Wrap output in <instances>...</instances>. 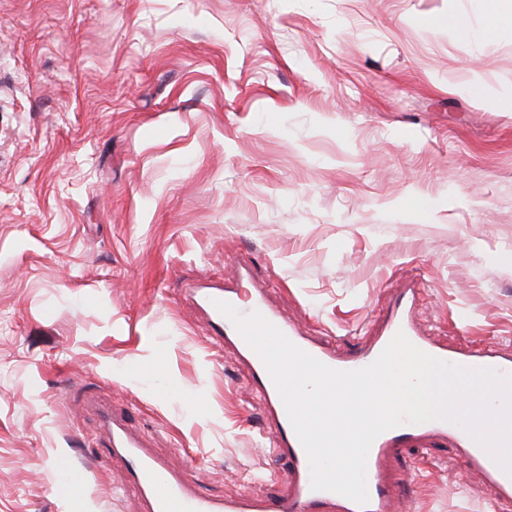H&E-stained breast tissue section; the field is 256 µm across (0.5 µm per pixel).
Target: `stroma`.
<instances>
[{"label":"stroma","instance_id":"stroma-1","mask_svg":"<svg viewBox=\"0 0 512 512\" xmlns=\"http://www.w3.org/2000/svg\"><path fill=\"white\" fill-rule=\"evenodd\" d=\"M506 8L0 0V512H142L101 404L200 493H274L276 432L187 297L242 266L347 353L418 280L436 341L512 347ZM388 473L398 512L489 508L452 441Z\"/></svg>","mask_w":512,"mask_h":512}]
</instances>
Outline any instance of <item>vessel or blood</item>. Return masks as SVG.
I'll use <instances>...</instances> for the list:
<instances>
[{
	"mask_svg": "<svg viewBox=\"0 0 512 512\" xmlns=\"http://www.w3.org/2000/svg\"><path fill=\"white\" fill-rule=\"evenodd\" d=\"M190 298L205 312L215 339L231 345L250 369L248 387L264 401L277 430L272 446L274 458L286 459L285 494L259 499L229 497L216 500L197 492L193 483L173 470L164 460L151 454L115 418H107L109 445L113 455L126 464L129 479L143 500L147 512H392L397 489L386 478L389 459L403 454L407 443L424 438L452 439L463 465L479 472L493 504H512V474L505 471L463 428L446 421L431 420L403 424L380 434L372 443L366 465L368 503L359 506L351 499L311 487L305 451L259 355L245 342L233 323L215 306L224 301L240 313L259 311L293 344L323 364L337 370H356L374 362L396 334H404L417 348L446 362L469 368H490L499 376L512 375V356L492 347L451 349L425 336L411 318L413 292H405L391 306L379 336L371 345L352 355H342L334 342L302 335L268 303L262 289H251L249 296L219 286H204L189 291Z\"/></svg>",
	"mask_w": 512,
	"mask_h": 512,
	"instance_id": "b4317fda",
	"label": "vessel or blood"
}]
</instances>
